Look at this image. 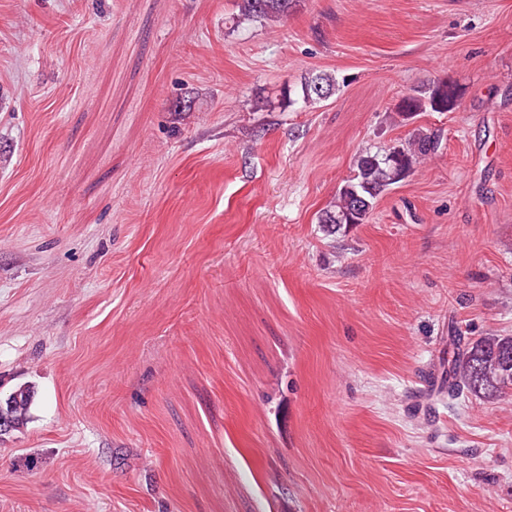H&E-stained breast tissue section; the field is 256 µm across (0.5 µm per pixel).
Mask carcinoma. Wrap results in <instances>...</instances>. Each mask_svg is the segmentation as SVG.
<instances>
[{"mask_svg":"<svg viewBox=\"0 0 512 512\" xmlns=\"http://www.w3.org/2000/svg\"><path fill=\"white\" fill-rule=\"evenodd\" d=\"M294 2L239 0L240 16L248 21L276 22L288 15ZM334 87L332 76L317 74L302 85L303 100L317 103L331 95ZM458 107L459 100L448 97V83L439 82L403 97L396 111L409 116L427 108L434 112H453ZM439 148L436 138L422 133L405 145L360 154L356 160L357 173L339 189L335 201L320 214L318 222L330 224L338 231L364 223L376 199L401 182L403 173L411 172ZM509 386H512V336H484L465 344L455 343L448 360V392L458 395L466 391L492 398Z\"/></svg>","mask_w":512,"mask_h":512,"instance_id":"carcinoma-1","label":"carcinoma"}]
</instances>
